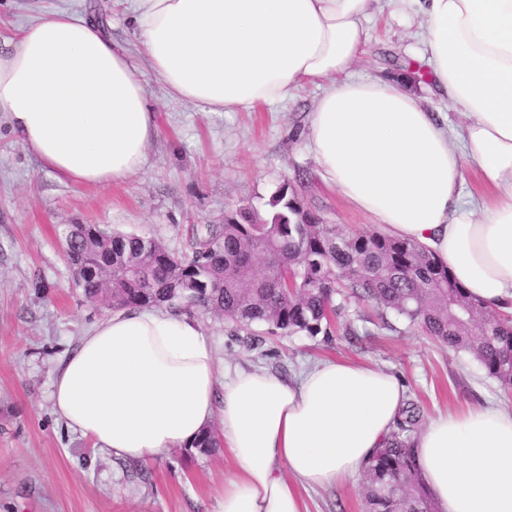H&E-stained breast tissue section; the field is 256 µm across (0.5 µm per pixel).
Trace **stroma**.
<instances>
[{
    "label": "stroma",
    "mask_w": 512,
    "mask_h": 512,
    "mask_svg": "<svg viewBox=\"0 0 512 512\" xmlns=\"http://www.w3.org/2000/svg\"><path fill=\"white\" fill-rule=\"evenodd\" d=\"M133 0H0V41L23 22L57 8L101 21L132 46ZM370 41L355 78L406 74L423 51L424 20L393 14L376 0ZM158 133L146 166L101 189L63 182L30 155L0 119V512H213L234 465L223 449L178 448L157 461H125L92 448L53 413V370L91 324L111 313L73 284L61 237L65 224H97L149 235L185 252L196 228L220 224L228 210L264 208L289 185L325 223L347 233L373 225L320 176L303 136L321 93L306 84L289 99L251 111L210 112L171 99L150 83ZM225 371L262 367L292 380L324 359L389 369L424 417L499 404L512 393L471 357L437 346L420 330L355 320L356 335L330 340L269 336L251 347L223 317L196 312ZM309 512H364L360 482L300 490Z\"/></svg>",
    "instance_id": "1"
}]
</instances>
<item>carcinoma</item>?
<instances>
[{
  "mask_svg": "<svg viewBox=\"0 0 512 512\" xmlns=\"http://www.w3.org/2000/svg\"><path fill=\"white\" fill-rule=\"evenodd\" d=\"M63 244L75 286L92 301L204 309L250 335L253 346L266 335L327 339L348 305L370 303L382 323L392 316L418 327L512 390L511 317L468 296L446 265L411 241L321 223L286 183L264 211L239 208L224 223L205 225L183 254L98 224L64 226ZM452 304L466 306V321L449 314ZM420 419L419 406L408 404L369 461L361 486L366 512L437 510L416 462ZM193 447L208 453L220 441L208 430Z\"/></svg>",
  "mask_w": 512,
  "mask_h": 512,
  "instance_id": "1",
  "label": "carcinoma"
}]
</instances>
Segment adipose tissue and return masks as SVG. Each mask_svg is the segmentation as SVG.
Listing matches in <instances>:
<instances>
[{"mask_svg":"<svg viewBox=\"0 0 512 512\" xmlns=\"http://www.w3.org/2000/svg\"><path fill=\"white\" fill-rule=\"evenodd\" d=\"M373 0H134L135 47L59 9L0 45V115L59 180L108 187L143 169L158 133L147 86L211 112L325 91L306 139L325 181L394 239L421 245L473 299L512 315V0H388L426 22L423 70L354 79ZM443 90L439 123L408 81ZM481 184L464 201L466 173ZM66 427L113 456L159 460L217 428L235 462L214 512H305L300 486L359 476L405 405L394 373L326 360L288 381L220 382L202 324L164 307L95 322L53 371ZM415 455L440 512H512V410L439 413Z\"/></svg>","mask_w":512,"mask_h":512,"instance_id":"ef3b65f1","label":"adipose tissue"}]
</instances>
